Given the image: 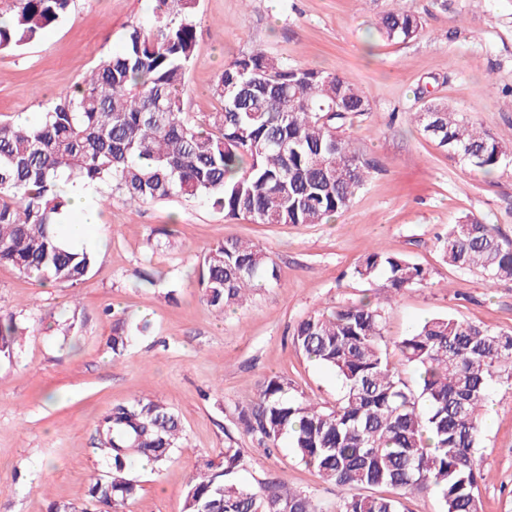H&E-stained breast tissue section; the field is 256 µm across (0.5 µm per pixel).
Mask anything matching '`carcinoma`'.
Here are the masks:
<instances>
[{
	"mask_svg": "<svg viewBox=\"0 0 512 512\" xmlns=\"http://www.w3.org/2000/svg\"><path fill=\"white\" fill-rule=\"evenodd\" d=\"M385 12L379 36L414 39L418 13L402 0ZM70 0H13L0 22V50L19 49L64 17ZM197 0H155L149 25H132L121 51L102 59L85 88L61 93L35 124L0 121V265L37 281L76 286L95 255L61 240L57 224L68 199L59 178L111 181L133 205L204 200L224 215L257 224H323L346 210L369 181L374 164L344 135L371 111L347 77L295 67L262 49L224 65L210 88L215 111L196 119L184 111L186 77L196 42ZM422 131L469 166L491 174L512 160V147L426 101ZM448 263L476 269L491 281L512 279V246L495 227L468 214L448 227ZM259 246L225 239L199 266L202 299L219 312L246 302L269 272ZM375 286V301L338 306L304 318L294 347L333 371L343 386L331 405L291 397L277 374L260 383L238 413L243 430L268 446L289 439L297 458L323 481L345 491L389 487L392 495H346L333 512H406L403 496L433 490L443 512H481L487 473L475 461L479 422L490 383L512 366V333L452 317H433L393 342L384 340V303L427 283L426 270L374 248L354 268ZM19 326L0 318V358L13 352ZM416 373L415 385L403 376ZM110 466L89 486L97 512H124L139 485L128 476L134 458L164 465L180 438L178 416L142 398L113 408L97 425ZM244 451L224 448L223 461L187 482L185 512H321L312 497L281 481L235 479Z\"/></svg>",
	"mask_w": 512,
	"mask_h": 512,
	"instance_id": "carcinoma-1",
	"label": "carcinoma"
}]
</instances>
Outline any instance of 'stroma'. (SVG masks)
I'll return each mask as SVG.
<instances>
[{
	"label": "stroma",
	"mask_w": 512,
	"mask_h": 512,
	"mask_svg": "<svg viewBox=\"0 0 512 512\" xmlns=\"http://www.w3.org/2000/svg\"><path fill=\"white\" fill-rule=\"evenodd\" d=\"M419 36L381 41L379 17L393 0H198L197 41L184 107L213 111L209 89L225 62L262 45L271 56L319 67L356 83L371 110L349 133L378 168L350 207L325 224H257L229 218L205 201L131 207L113 183L97 184V263L81 285H43L0 266V316L23 328L12 358L0 360V512H49L83 505L90 478L108 467L94 447L95 425L132 397L160 402L182 435L161 470L133 466L139 484L129 512H184L192 471L243 449L241 479L282 480L329 512L341 491L296 458L287 441L265 449L238 421L264 376H283L292 394L331 403L342 391L332 371L292 344L306 316L359 301L371 286L354 267L374 245L428 273L385 304L386 341L434 316L512 331V281L448 264L440 240L466 213L495 225L512 244V165L487 175L454 158L415 120L424 99L443 101L512 145V0H408ZM154 0H72L66 16L16 51H0V119H40L59 92L83 86L99 60L119 50L127 29L148 24ZM173 234L156 238L155 228ZM241 238L263 248L280 284L217 312L197 286L206 247ZM155 285H141L142 273ZM135 333L121 355L113 323ZM476 458L492 478L483 512H512V383L492 384Z\"/></svg>",
	"instance_id": "1"
}]
</instances>
